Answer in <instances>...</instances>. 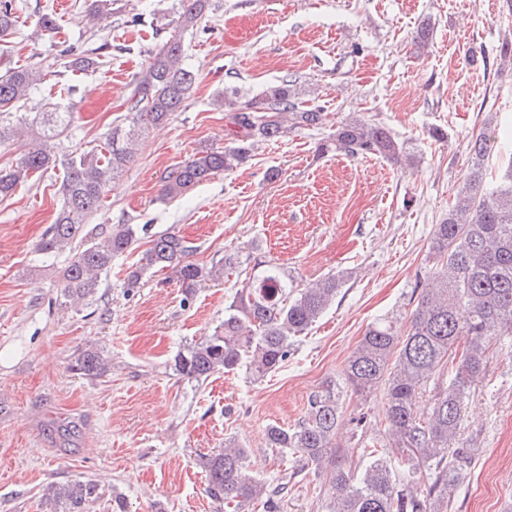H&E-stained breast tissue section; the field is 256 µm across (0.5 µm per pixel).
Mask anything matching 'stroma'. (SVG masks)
Wrapping results in <instances>:
<instances>
[{
  "mask_svg": "<svg viewBox=\"0 0 512 512\" xmlns=\"http://www.w3.org/2000/svg\"><path fill=\"white\" fill-rule=\"evenodd\" d=\"M13 0L18 24L0 50L46 79L18 105L43 112L72 105L74 122L57 164L0 200V512H50L46 486L93 480L90 512H215L202 455L226 441L249 450L270 485L289 478L280 512H324L328 487L291 453L268 447L272 425L295 426L310 395L336 378L368 324L382 316L406 326L415 286L426 281L430 234L471 168L469 143L482 130L512 126V7L506 0H212L203 29L185 34L197 80L182 112L146 130L139 151L110 187L95 221L146 224L192 246L211 266L224 253L248 273L281 267L298 285L349 273L335 303L265 380L245 370L207 383L181 378L178 351L211 336L243 286L234 275L202 281L193 298L167 272L125 282L147 241L116 258L93 302L63 310L58 298L69 252L37 245L61 203L71 156L100 144L125 114L134 77L178 20V0H113L96 35L83 18L92 0ZM58 31L36 32L42 14ZM138 25H131L132 17ZM429 46L414 45L422 23ZM111 42L96 69L59 65L62 44L85 51ZM293 77L325 113L320 129L262 142L247 163L174 200L161 178L198 151L228 145L230 119L218 94L248 99ZM380 122L406 143L414 165L380 157L321 153L337 122ZM446 133L435 141L432 129ZM110 362L107 375L74 370L88 347ZM463 435L475 454L454 512H505L512 504V357L490 359Z\"/></svg>",
  "mask_w": 512,
  "mask_h": 512,
  "instance_id": "stroma-1",
  "label": "stroma"
}]
</instances>
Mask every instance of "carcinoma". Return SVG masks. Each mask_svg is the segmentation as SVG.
<instances>
[{"mask_svg":"<svg viewBox=\"0 0 512 512\" xmlns=\"http://www.w3.org/2000/svg\"><path fill=\"white\" fill-rule=\"evenodd\" d=\"M209 9L211 0H180L174 34L135 78L126 117L113 123L103 144L66 163L59 187L62 203L38 247L43 254L72 252L62 273L64 305L91 300L112 260L149 233L146 224H117L101 234L91 220L107 188L133 160L144 129L167 123L184 106L195 74L184 63L183 35L199 28ZM15 26L12 0H0V40ZM62 56L73 69L95 63L72 47ZM44 77L41 70L23 65L0 74V144L20 137L32 141L15 165L0 168V198L55 166L54 145L72 124L70 109L32 117L13 111ZM218 103L230 113L231 145L202 150L170 168L163 177V198H178L243 164L258 142L316 128L324 120L321 107L301 99L287 80L248 100L233 93L220 96ZM495 140L488 130L471 140L468 183L433 229V265L407 329L398 332L386 317L370 324L338 378L311 395L301 421L292 428L268 429V447L287 450L304 464L328 471L326 512H451L454 492L474 452L459 442L469 400L495 352L494 337H512V156L504 175L507 184L485 187V161ZM321 149L380 156L399 165L413 160L389 128L357 117L340 123ZM149 243L140 265L128 272L132 286L157 268L169 271L190 297L206 278L243 272L233 253L209 268L189 261L191 246L174 233L156 235ZM347 281L341 273L300 287L276 266L257 279H244L240 294L224 311V331L178 352L174 370L197 383L241 368L257 380L264 378L287 359L292 340L306 334L335 303ZM108 369L107 359L96 349L84 350L76 361V370L85 376L100 377ZM379 388L385 399L379 435L365 436V413L359 410L354 416L353 435L366 459L356 472L342 460L338 417L347 400ZM420 397L426 398L422 408L416 406ZM248 457V449L233 442L202 459L205 492L216 512H253L258 505L263 512H279L281 489L257 476ZM97 498L98 487L90 480L52 484L46 493L55 512H89Z\"/></svg>","mask_w":512,"mask_h":512,"instance_id":"carcinoma-1","label":"carcinoma"}]
</instances>
